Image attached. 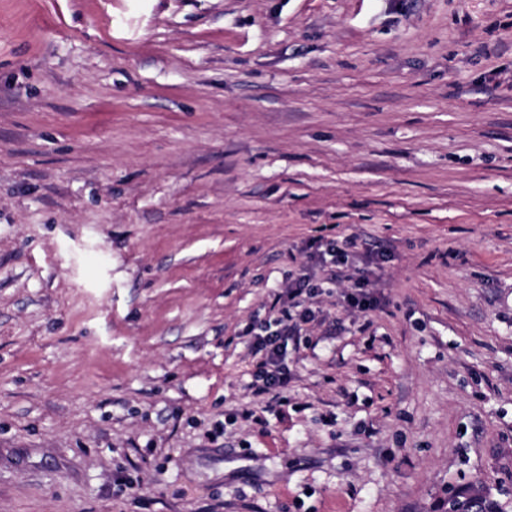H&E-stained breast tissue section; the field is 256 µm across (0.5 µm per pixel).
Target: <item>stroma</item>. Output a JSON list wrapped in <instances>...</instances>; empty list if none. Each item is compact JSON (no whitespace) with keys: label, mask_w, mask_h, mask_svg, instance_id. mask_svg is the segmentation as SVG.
<instances>
[{"label":"stroma","mask_w":512,"mask_h":512,"mask_svg":"<svg viewBox=\"0 0 512 512\" xmlns=\"http://www.w3.org/2000/svg\"><path fill=\"white\" fill-rule=\"evenodd\" d=\"M301 271L269 411L248 330ZM468 484L512 500V0H0V512ZM307 248L312 251L313 256L316 257L318 262L324 267L327 265L332 267L342 264L344 263L342 260L347 258L346 251L331 242L312 240L308 243ZM350 284L344 293V302L348 307L357 308L364 312L374 310L378 306V299L369 288L371 282L364 275L351 277Z\"/></svg>","instance_id":"stroma-1"}]
</instances>
